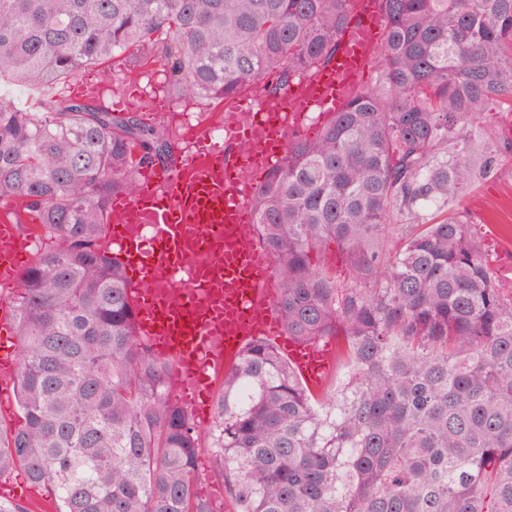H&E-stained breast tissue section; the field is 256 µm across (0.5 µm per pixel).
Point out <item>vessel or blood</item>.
Wrapping results in <instances>:
<instances>
[{"label":"vessel or blood","instance_id":"b4317fda","mask_svg":"<svg viewBox=\"0 0 512 512\" xmlns=\"http://www.w3.org/2000/svg\"><path fill=\"white\" fill-rule=\"evenodd\" d=\"M354 20L340 34L333 62L282 94L251 88L227 110L236 151L196 135L179 167L141 172L135 194L111 203L105 233L129 283L136 329L160 357L193 416L208 420L217 376L253 339L274 338L305 380L320 386L333 365L329 349L286 337L275 311L270 253L253 237L250 198L256 181L283 157L292 133L307 131L311 114L341 111L380 48L386 23L378 0H351ZM17 225L0 224V382L15 375L16 333L11 296L34 257Z\"/></svg>","mask_w":512,"mask_h":512}]
</instances>
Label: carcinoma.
Returning a JSON list of instances; mask_svg holds the SVG:
<instances>
[{"label": "carcinoma", "instance_id": "obj_1", "mask_svg": "<svg viewBox=\"0 0 512 512\" xmlns=\"http://www.w3.org/2000/svg\"><path fill=\"white\" fill-rule=\"evenodd\" d=\"M379 2L377 82L293 139L250 201L285 333L333 341L345 381L311 388L264 339L241 351L207 445L231 512H512V286L457 208L512 157L496 123L512 112V0ZM350 22L349 0H0V81L63 83L136 50L176 91L275 92L328 64ZM172 156L135 112H26L0 94V201L54 241L13 301L19 415L0 422V477L22 468L55 512H216L194 418L101 244L112 197ZM331 244L348 281L316 268Z\"/></svg>", "mask_w": 512, "mask_h": 512}]
</instances>
